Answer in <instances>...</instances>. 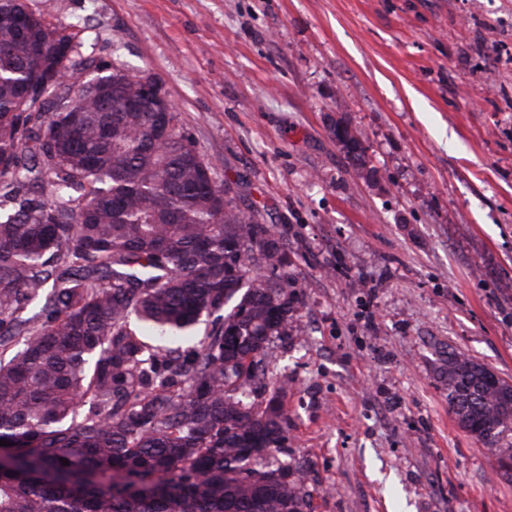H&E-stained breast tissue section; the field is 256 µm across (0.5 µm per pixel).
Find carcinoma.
I'll use <instances>...</instances> for the list:
<instances>
[{
    "mask_svg": "<svg viewBox=\"0 0 512 512\" xmlns=\"http://www.w3.org/2000/svg\"><path fill=\"white\" fill-rule=\"evenodd\" d=\"M74 39L0 0V512H311L278 458L279 389L250 398L296 323L286 243L233 204L178 113L67 111L71 70L140 94L123 66L57 68ZM43 76L49 110L19 111ZM345 149L366 167L356 135ZM487 372L448 348V411L509 477L512 382Z\"/></svg>",
    "mask_w": 512,
    "mask_h": 512,
    "instance_id": "1",
    "label": "carcinoma"
}]
</instances>
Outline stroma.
<instances>
[{"label":"stroma","mask_w":512,"mask_h":512,"mask_svg":"<svg viewBox=\"0 0 512 512\" xmlns=\"http://www.w3.org/2000/svg\"><path fill=\"white\" fill-rule=\"evenodd\" d=\"M28 6L157 77L287 241L301 329L266 359L312 512H512L443 375L454 348L512 381V0Z\"/></svg>","instance_id":"1"}]
</instances>
